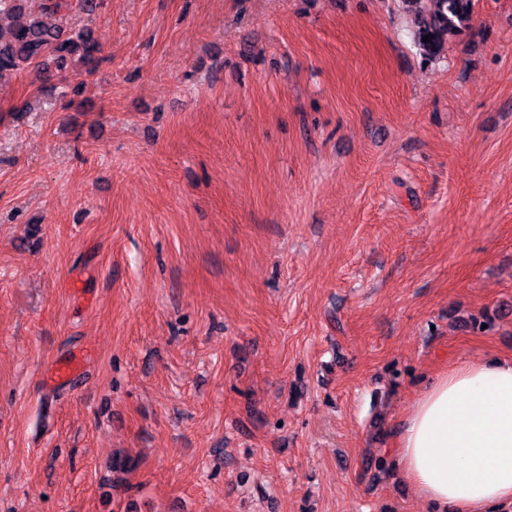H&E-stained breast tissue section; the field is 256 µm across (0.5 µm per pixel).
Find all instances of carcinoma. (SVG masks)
<instances>
[{"label":"carcinoma","mask_w":512,"mask_h":512,"mask_svg":"<svg viewBox=\"0 0 512 512\" xmlns=\"http://www.w3.org/2000/svg\"><path fill=\"white\" fill-rule=\"evenodd\" d=\"M417 47L435 58L470 25L474 0H404ZM103 0H0V79L30 71L43 91L64 95L63 85L80 64L87 72L102 62L94 31H67L51 18L77 7L95 15ZM431 36L426 42L423 37Z\"/></svg>","instance_id":"carcinoma-1"}]
</instances>
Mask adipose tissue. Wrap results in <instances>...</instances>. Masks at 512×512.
<instances>
[{
	"instance_id": "obj_1",
	"label": "adipose tissue",
	"mask_w": 512,
	"mask_h": 512,
	"mask_svg": "<svg viewBox=\"0 0 512 512\" xmlns=\"http://www.w3.org/2000/svg\"><path fill=\"white\" fill-rule=\"evenodd\" d=\"M390 458L430 512H512V359L441 373L403 420Z\"/></svg>"
}]
</instances>
